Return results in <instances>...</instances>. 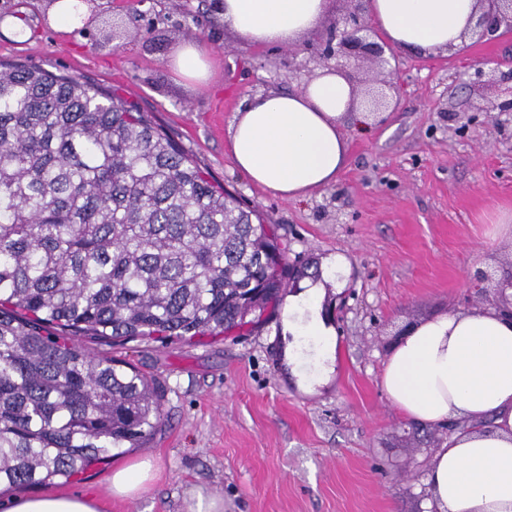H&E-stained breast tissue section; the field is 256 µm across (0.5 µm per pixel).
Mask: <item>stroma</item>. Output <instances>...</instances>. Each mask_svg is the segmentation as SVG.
<instances>
[{"instance_id": "1", "label": "stroma", "mask_w": 512, "mask_h": 512, "mask_svg": "<svg viewBox=\"0 0 512 512\" xmlns=\"http://www.w3.org/2000/svg\"><path fill=\"white\" fill-rule=\"evenodd\" d=\"M213 0H100L84 31L46 20V0H0V21L23 15L25 41L0 35V60H20L118 92L155 121L218 182L257 206L289 246V260L344 272L323 282L320 305L335 342L323 379L315 336L283 332L281 316L189 343L81 337L100 357L130 363L163 387L164 423L141 448L158 476L138 499L108 498L105 512H188L191 491L223 512H423L429 461L448 439L441 425L405 419L380 385L408 328L489 307L476 271L512 275V241H491L512 219V143L489 106L512 95L500 74L471 82L483 61L512 62V32L448 52L399 50L401 77L383 123L345 124L346 165L336 183L289 201L249 182L227 149L246 97L295 90L284 47L233 40ZM201 27H188L187 13ZM212 58L209 84H184L169 67L182 40ZM476 120L465 133L464 113Z\"/></svg>"}]
</instances>
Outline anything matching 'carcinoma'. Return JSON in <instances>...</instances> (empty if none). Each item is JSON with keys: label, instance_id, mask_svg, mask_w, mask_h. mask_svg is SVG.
I'll return each instance as SVG.
<instances>
[{"label": "carcinoma", "instance_id": "carcinoma-1", "mask_svg": "<svg viewBox=\"0 0 512 512\" xmlns=\"http://www.w3.org/2000/svg\"><path fill=\"white\" fill-rule=\"evenodd\" d=\"M306 277L321 269L288 277V243L152 115L0 62L1 491L68 481L163 424L158 385L76 337L224 335Z\"/></svg>", "mask_w": 512, "mask_h": 512}]
</instances>
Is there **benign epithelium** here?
<instances>
[{"instance_id":"benign-epithelium-1","label":"benign epithelium","mask_w":512,"mask_h":512,"mask_svg":"<svg viewBox=\"0 0 512 512\" xmlns=\"http://www.w3.org/2000/svg\"><path fill=\"white\" fill-rule=\"evenodd\" d=\"M353 7L347 9L336 20L328 24L316 47V54L323 66L332 68L340 74H347V68L353 61L367 60L376 67V74L368 82L384 87L390 86V80L399 77L397 53L392 45L377 38L365 11L366 0H350ZM485 6L467 37L489 40L496 36L501 28L512 29V0H483ZM474 280L488 288L495 289L497 305L512 315V301L503 295L502 282H492L484 271L474 275Z\"/></svg>"}]
</instances>
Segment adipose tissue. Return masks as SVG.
Returning <instances> with one entry per match:
<instances>
[{
  "label": "adipose tissue",
  "mask_w": 512,
  "mask_h": 512,
  "mask_svg": "<svg viewBox=\"0 0 512 512\" xmlns=\"http://www.w3.org/2000/svg\"><path fill=\"white\" fill-rule=\"evenodd\" d=\"M224 27L254 47L296 45L318 33L332 0H217ZM482 6L480 0H368L366 14L394 46L424 52L455 49ZM169 64L191 83L205 81L211 64L188 39ZM367 126L350 82L323 68L294 91L248 99L228 129L234 165L256 185L303 200L335 183L347 161L345 119ZM284 325L296 336H320L330 360L331 331L314 291L289 296ZM381 385L405 417L429 425L463 422L464 431L438 448L426 477L432 512H512V316L493 308L456 312L410 330L389 355ZM153 478L151 461L115 469L106 480L115 498H135ZM8 512H103L98 495L28 494L11 497Z\"/></svg>",
  "instance_id": "ef3b65f1"
}]
</instances>
